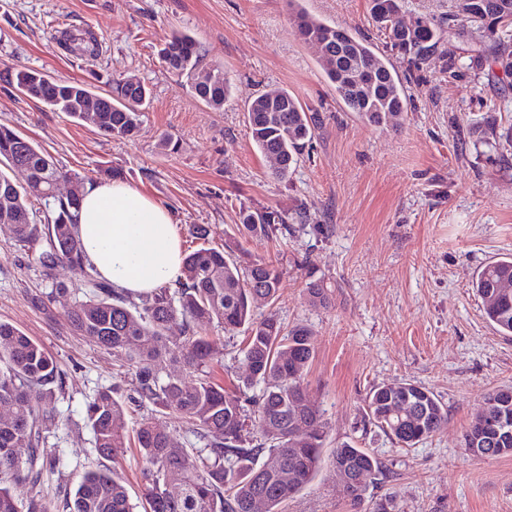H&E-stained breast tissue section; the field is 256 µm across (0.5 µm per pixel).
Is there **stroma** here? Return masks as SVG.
I'll use <instances>...</instances> for the list:
<instances>
[{"mask_svg": "<svg viewBox=\"0 0 512 512\" xmlns=\"http://www.w3.org/2000/svg\"><path fill=\"white\" fill-rule=\"evenodd\" d=\"M302 13L385 48L369 0H0V123L79 177L100 182L104 170H118L121 181L168 209L186 251L223 246L241 209L290 216L288 234L244 240L241 252L242 262L281 272L277 299L256 302L255 319L273 314L314 332L304 385L322 412L325 459L282 512H374L380 502L389 512H512V455L476 457L463 442L484 395L512 388V335L486 320L471 285L476 270L512 257V148L494 160L471 133L488 112L512 123V77L473 68L469 45L444 33L423 64L391 57L407 109L401 128L376 127L338 99L315 48L297 33ZM64 27L94 32L98 57L79 60L58 45ZM175 29L195 38L203 66L231 76L223 109L202 103L187 76L162 66L158 51ZM18 68L100 95L111 91L113 76H133L150 88L151 104L134 137H111L22 95L6 80ZM270 88L287 90L320 118L283 180L272 178L245 120L247 103ZM165 137L172 148L161 147ZM195 224L209 227L207 239L193 237ZM310 268L333 286V307L309 304ZM58 284L66 298H50ZM88 290L68 267L45 271L0 225V321L55 358L65 384L51 408L71 424L43 431L47 450L62 458L38 487L49 501L99 463L84 420L89 397L130 388L111 352L70 329L68 311ZM203 332L224 343L213 380L237 395L244 330L213 322ZM401 382L427 388L448 411L446 429L410 448L361 425L370 389ZM345 442L383 465L357 505L330 461Z\"/></svg>", "mask_w": 512, "mask_h": 512, "instance_id": "obj_1", "label": "stroma"}]
</instances>
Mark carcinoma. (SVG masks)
Instances as JSON below:
<instances>
[{
    "mask_svg": "<svg viewBox=\"0 0 512 512\" xmlns=\"http://www.w3.org/2000/svg\"><path fill=\"white\" fill-rule=\"evenodd\" d=\"M401 0H370V14L386 46L415 64L437 49L443 21L420 16L412 29L400 26ZM303 42L319 49L318 64L336 95L352 112L374 126L398 128L403 121L406 96L392 65L365 39L342 27L300 15ZM448 30L461 42L478 36L480 47L471 55L475 67L501 65L512 76V0H459L458 11L448 15ZM69 49L79 58H92L99 50L93 33L81 31L69 38ZM171 71L187 74L194 95L220 110L231 95V80L224 70L199 66L196 41L173 32L158 52ZM363 69L370 82L359 89L349 85L350 71ZM10 83L76 121H91L102 132L119 138L134 136L140 128L149 89L134 77L112 80V93L102 97L104 111H83L89 90L67 81L48 82L43 73L18 69ZM251 139L271 163L272 177L287 178L316 128V117L284 89L264 91L246 109ZM481 139L512 145V124L500 126L488 119L475 129ZM26 167L24 186L15 185L0 171V224L12 227L17 240L39 246L38 262L48 270L66 264L81 273L90 286L85 299L71 307L75 333L97 347L112 351L120 373L131 377L132 394L123 402L115 389L91 397L85 421L94 435L101 459L117 462L129 441L124 409L152 407L154 415L174 416L202 447H183L179 431L144 419L135 429L134 443L143 467L144 512H251L261 496L267 512L306 486L322 463L324 431L320 412L304 392V378L314 358L313 331L303 323L291 327L274 315L253 318L252 304L278 295L281 275L273 266L252 262L241 267L236 256L239 242L224 240V247L199 248L184 255L182 278L174 290L158 288L137 303L96 277L86 260L76 224L81 196L61 198L52 193L57 181L72 174L13 127L0 123V167ZM48 207L50 221L31 223L28 203ZM288 224L274 209L240 211L238 233L247 237H273ZM472 288L483 301L484 314L499 332L512 335V258L480 268ZM305 293L311 305L328 307L331 286L309 275ZM224 330L248 331L242 361L247 373L240 380L242 394L260 387L252 398L253 414L240 398L224 394L213 382L211 367L222 361L224 345L201 329L212 321ZM180 334H171L173 325ZM178 365L198 375L192 386L172 371ZM57 361L15 327L0 323V512H56L54 505L22 487L36 485L40 475L59 458L41 448L43 427L67 425V420L45 411L44 403L59 390ZM473 418L465 439L482 456L512 454V389L489 392ZM367 424L381 429L402 447H411L448 424V412L428 389L408 382L375 387L367 401ZM28 449L26 457L15 449ZM333 463L349 467L357 486L351 499L365 495L381 473L379 459L348 442L336 447ZM177 487L173 497L168 488ZM61 502L69 512H136L124 482L112 467L86 471L74 491H63Z\"/></svg>",
    "mask_w": 512,
    "mask_h": 512,
    "instance_id": "cac0c4a2",
    "label": "carcinoma"
}]
</instances>
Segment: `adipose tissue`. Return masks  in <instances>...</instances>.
Masks as SVG:
<instances>
[{
    "instance_id": "1",
    "label": "adipose tissue",
    "mask_w": 512,
    "mask_h": 512,
    "mask_svg": "<svg viewBox=\"0 0 512 512\" xmlns=\"http://www.w3.org/2000/svg\"><path fill=\"white\" fill-rule=\"evenodd\" d=\"M77 233L99 277L134 298L176 282L181 240L167 209L120 181L85 191Z\"/></svg>"
}]
</instances>
